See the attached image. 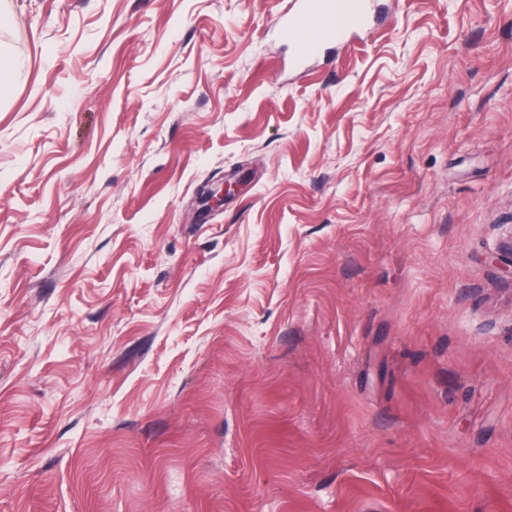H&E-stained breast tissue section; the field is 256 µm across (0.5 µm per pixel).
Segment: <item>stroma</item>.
<instances>
[{
    "label": "stroma",
    "mask_w": 512,
    "mask_h": 512,
    "mask_svg": "<svg viewBox=\"0 0 512 512\" xmlns=\"http://www.w3.org/2000/svg\"><path fill=\"white\" fill-rule=\"evenodd\" d=\"M369 2L11 0L0 512H512V0ZM365 0H298L289 17L277 18L278 38L293 48L292 62L302 66L326 44H335L350 29L363 27ZM237 189L236 184L224 182L205 187L198 196L199 210L206 212L224 205V197Z\"/></svg>",
    "instance_id": "1"
}]
</instances>
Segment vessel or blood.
<instances>
[{
	"label": "vessel or blood",
	"mask_w": 512,
	"mask_h": 512,
	"mask_svg": "<svg viewBox=\"0 0 512 512\" xmlns=\"http://www.w3.org/2000/svg\"><path fill=\"white\" fill-rule=\"evenodd\" d=\"M364 0H298L294 12L277 18L278 38L292 47V62L302 66L327 44L336 43L351 29L363 27Z\"/></svg>",
	"instance_id": "vessel-or-blood-1"
}]
</instances>
